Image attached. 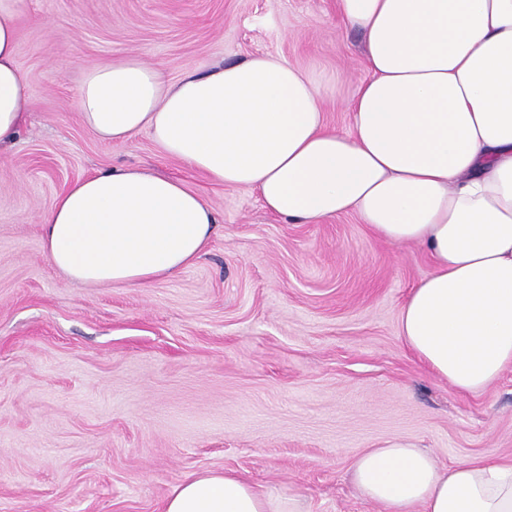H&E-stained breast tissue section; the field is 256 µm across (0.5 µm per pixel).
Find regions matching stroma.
Segmentation results:
<instances>
[{"instance_id":"obj_1","label":"stroma","mask_w":512,"mask_h":512,"mask_svg":"<svg viewBox=\"0 0 512 512\" xmlns=\"http://www.w3.org/2000/svg\"><path fill=\"white\" fill-rule=\"evenodd\" d=\"M336 0H27L17 64L32 107L0 148V512H163L172 488L232 471L306 512H382L354 458L404 442L440 466L512 460V366L461 394L399 335L432 271L353 214L291 224L209 183L148 131L100 142L75 107L85 66L134 55L178 80L257 53L335 78L329 126L364 77ZM149 166L212 206L205 253L149 288L89 287L44 257L53 198L101 170Z\"/></svg>"}]
</instances>
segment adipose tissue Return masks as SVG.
I'll use <instances>...</instances> for the list:
<instances>
[{
    "label": "adipose tissue",
    "instance_id": "adipose-tissue-1",
    "mask_svg": "<svg viewBox=\"0 0 512 512\" xmlns=\"http://www.w3.org/2000/svg\"><path fill=\"white\" fill-rule=\"evenodd\" d=\"M26 0H0V147L31 107L17 62ZM364 35L367 76L351 125L327 126L336 87L273 54L168 82L132 55L87 66L76 94L101 141L145 130L215 185L257 193L296 224L358 215L392 243L423 245L434 270L399 310L400 335L457 392L512 365V0H337ZM215 224L202 195L145 167L69 185L42 218L47 261L89 286L147 288L193 263ZM351 480L384 512H512V462L439 466L395 443L354 460ZM164 512H298L295 499L228 472L187 477Z\"/></svg>",
    "mask_w": 512,
    "mask_h": 512
}]
</instances>
